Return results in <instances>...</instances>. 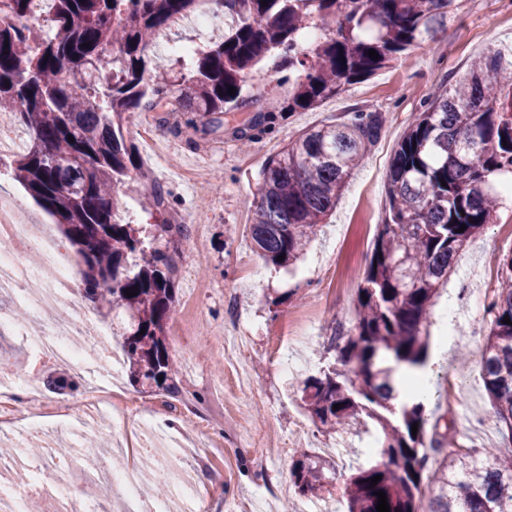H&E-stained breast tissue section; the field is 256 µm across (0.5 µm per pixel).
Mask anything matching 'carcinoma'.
Listing matches in <instances>:
<instances>
[{"mask_svg": "<svg viewBox=\"0 0 512 512\" xmlns=\"http://www.w3.org/2000/svg\"><path fill=\"white\" fill-rule=\"evenodd\" d=\"M28 2L0 0V14L20 22L0 23V105L30 135L16 178L75 250L84 298L123 315L114 335L130 382L171 395L178 391L167 341L176 263L160 242L184 237L185 225L163 219L158 234L145 237L123 218L120 195L139 171L126 136L130 113L170 96L178 111L215 128L235 124L238 140L249 144L276 119L262 108L238 117L258 102L243 91L261 63L300 67L281 110L314 109L434 40L455 0H224V38L195 51V66L166 77L156 75L150 58L154 40L194 14L200 0H54L50 19L25 23ZM315 24L322 36L301 44ZM371 49L379 59L370 58ZM88 73L94 82H84ZM384 123L377 110L359 111L306 130L267 160L251 224L265 262L281 268L300 257ZM511 177L512 64L503 65L494 51L476 57L467 78L434 95L404 132L390 162L384 218L358 288L353 329L331 334L335 362L303 381V406L318 430L336 433L361 417L378 426L376 446L345 478L347 512H377L380 490L390 512H512V456L492 449L482 460L445 454L430 476L438 494L425 497L424 448L447 447L449 427L426 440L425 405L396 406L391 369L383 367L387 358L426 364L429 309L457 253L493 222ZM497 277L482 374L493 414L512 431V325L504 323L512 319V255L500 261ZM135 286L137 295L126 296ZM291 473L305 495L335 480L336 466L303 449Z\"/></svg>", "mask_w": 512, "mask_h": 512, "instance_id": "1", "label": "carcinoma"}]
</instances>
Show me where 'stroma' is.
Returning a JSON list of instances; mask_svg holds the SVG:
<instances>
[{
  "mask_svg": "<svg viewBox=\"0 0 512 512\" xmlns=\"http://www.w3.org/2000/svg\"><path fill=\"white\" fill-rule=\"evenodd\" d=\"M492 51L512 60V0H457L436 40L407 51L391 68L348 86L317 109L278 113L275 124L250 148H243L230 129H213L186 112L173 117L154 113L156 142L149 148L136 142L139 174L163 184L170 215L207 226L203 244L187 237L178 244L176 305L170 321L189 325L190 334L170 353L178 386L190 389L204 415L195 432L210 442V464L198 469L189 448L181 466L208 488V512H239L243 503L252 512H281L288 502H301L291 476L292 459L281 456L274 445L280 438L287 439L290 449L333 458L339 472L348 474L357 466L353 451L366 446L375 431L373 422L364 418L353 424L344 435L348 451L336 450V434L318 431L305 418L299 380L281 364L279 333L288 323L316 314L297 358L305 362L309 376L333 361L328 338L333 327L347 330L353 325V304L382 221L397 142L441 83L458 81L473 58ZM367 109L386 115L385 128L327 224L293 265L277 268L261 260L250 225L265 160L308 128L340 123ZM510 224L512 201L460 251L438 300L439 306L453 305L458 319L447 356L433 366V396L426 413L429 420L451 424L450 437L462 453L495 448L512 454V434L492 413L484 387L482 356L489 322L483 305L475 301L481 285L462 278L463 269L485 264L494 270L512 254V240L506 237ZM243 256L256 263L257 277L242 278ZM68 376L78 390L59 394L47 389L42 398L20 399L17 407L24 419L40 416L49 400L67 407V418L44 422L56 448L84 443V435L72 426L83 417L87 393L100 379L92 365ZM120 383L135 402L130 422L153 417L183 428L170 396L139 392L125 377ZM452 395L458 402L454 409L448 406Z\"/></svg>",
  "mask_w": 512,
  "mask_h": 512,
  "instance_id": "1",
  "label": "stroma"
}]
</instances>
